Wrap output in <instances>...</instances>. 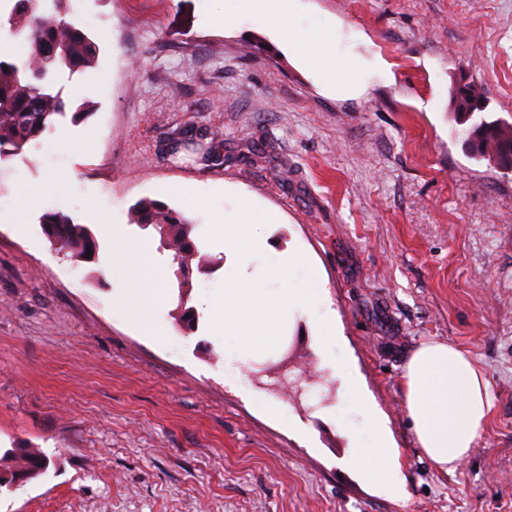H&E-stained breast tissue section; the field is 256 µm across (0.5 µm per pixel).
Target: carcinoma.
<instances>
[{
	"label": "carcinoma",
	"mask_w": 512,
	"mask_h": 512,
	"mask_svg": "<svg viewBox=\"0 0 512 512\" xmlns=\"http://www.w3.org/2000/svg\"><path fill=\"white\" fill-rule=\"evenodd\" d=\"M42 0H15L7 23L23 36L27 53L23 60H0V161L24 154L27 147L53 127L56 117L65 116L66 102L47 85L48 77L60 70L74 73L93 66L99 45L82 29L67 21L70 0H52L53 9H41ZM485 100L482 89L469 85L455 96V113L467 117ZM476 140V157L491 160L512 145V125L494 121L475 123L470 131ZM204 134L186 131L169 140L167 154L177 157L181 150L198 143ZM130 223L153 227L160 244L174 252L178 288L187 292L190 266L199 250L192 238L193 220L164 202L141 199L129 211ZM44 231L56 251L83 259L98 242L84 224H76L61 212L42 215ZM12 463L0 466V489L32 480L45 471L46 456L37 448H13L6 453Z\"/></svg>",
	"instance_id": "obj_1"
}]
</instances>
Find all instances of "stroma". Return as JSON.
I'll return each mask as SVG.
<instances>
[{
	"mask_svg": "<svg viewBox=\"0 0 512 512\" xmlns=\"http://www.w3.org/2000/svg\"><path fill=\"white\" fill-rule=\"evenodd\" d=\"M387 80L356 97L326 93L267 32L215 26L233 0H72L68 21L96 63L51 75L80 120L58 119L0 162V456L38 448L47 469L0 491V512H512V171L476 159L451 92L481 87L486 120L512 124V0H299ZM219 130L223 162L169 160L175 134ZM193 193L275 213L267 260L293 246L319 271L336 313L344 383L302 317L275 348L224 371L206 304L226 257L205 238ZM104 200L106 221L87 207ZM142 198L195 222L203 262L179 295L172 251L131 224ZM62 212L98 241L93 258L57 253L39 218ZM149 241L168 272L147 332L119 306L112 230ZM194 311L185 329L180 316ZM443 340L481 368L490 416L459 467L434 470L411 431L403 373ZM358 385L398 451L402 495L347 461L363 411Z\"/></svg>",
	"mask_w": 512,
	"mask_h": 512,
	"instance_id": "obj_1",
	"label": "stroma"
}]
</instances>
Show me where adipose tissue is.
Listing matches in <instances>:
<instances>
[{
    "mask_svg": "<svg viewBox=\"0 0 512 512\" xmlns=\"http://www.w3.org/2000/svg\"><path fill=\"white\" fill-rule=\"evenodd\" d=\"M259 20L302 68L317 72L332 91L355 95L374 78H388L380 59L356 60L349 76L337 75L334 31L303 28L296 0H237L233 24ZM110 271L122 280V304L140 326H149L164 300L163 270L150 245L112 233ZM405 405L416 442L433 468L454 472L473 448L492 401L477 364L462 350L437 341L420 345L405 366Z\"/></svg>",
    "mask_w": 512,
    "mask_h": 512,
    "instance_id": "ef3b65f1",
    "label": "adipose tissue"
}]
</instances>
